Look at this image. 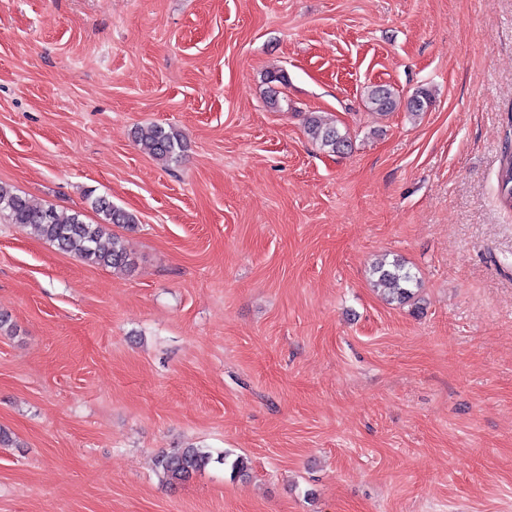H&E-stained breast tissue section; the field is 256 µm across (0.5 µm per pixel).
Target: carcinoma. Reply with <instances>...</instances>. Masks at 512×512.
<instances>
[{
  "label": "carcinoma",
  "instance_id": "obj_1",
  "mask_svg": "<svg viewBox=\"0 0 512 512\" xmlns=\"http://www.w3.org/2000/svg\"><path fill=\"white\" fill-rule=\"evenodd\" d=\"M364 96L368 107L380 114L395 111L399 104L396 94L387 85L368 86ZM432 98L429 89L417 90L406 103L407 112L414 117L419 116L427 111ZM305 132L322 149L332 153L343 154L350 147L347 134L316 114L311 113L306 117ZM134 138L144 153L159 161H172L185 151L179 134L162 125L138 127L134 131ZM498 187L503 201L512 205L511 151L504 152L501 158ZM88 200L91 210L98 216L95 222L87 221L81 211L67 213L51 204H34L9 186L0 184V214L6 215L10 223L31 228L39 238L89 265L120 270L132 268L133 261L125 239L115 233L114 228L132 230L138 223L137 217L114 206L106 196H90ZM375 273L378 278L374 287L386 301L403 304L414 297L413 288L418 286V280L404 264L397 260L389 268L381 264L375 268ZM212 461L223 464L226 459L221 454L213 456L209 448L188 446L159 454L155 466L163 478L173 484L189 480Z\"/></svg>",
  "mask_w": 512,
  "mask_h": 512
}]
</instances>
